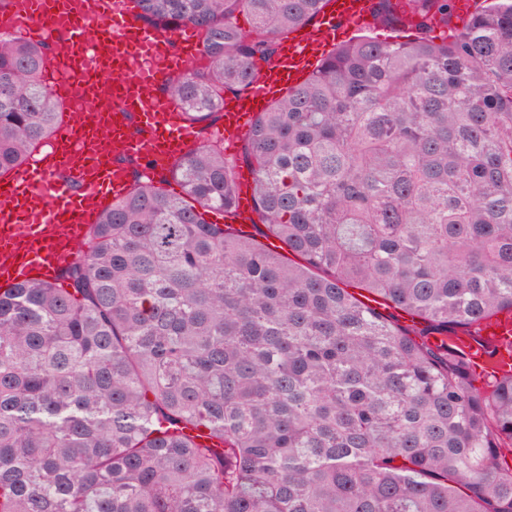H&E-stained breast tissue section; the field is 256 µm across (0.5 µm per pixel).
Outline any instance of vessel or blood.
Returning <instances> with one entry per match:
<instances>
[{"label": "vessel or blood", "mask_w": 512, "mask_h": 512, "mask_svg": "<svg viewBox=\"0 0 512 512\" xmlns=\"http://www.w3.org/2000/svg\"><path fill=\"white\" fill-rule=\"evenodd\" d=\"M332 3L315 32L282 44L246 91L226 97L220 132L225 142L235 144L249 131L270 93L296 83L316 58L323 35L338 23L358 21L369 9L365 0ZM27 8L23 30L31 41L50 45L63 38L71 47L65 65L49 62L45 83L56 97L80 96L87 105L82 121L64 124L46 153L0 186V288L33 279L56 282L77 259L105 206L128 192L131 161H144L146 176L163 175L199 141L180 108L160 90L164 78L182 72L195 55V28H149L129 0H94L64 30L56 23L64 0H27ZM104 84L112 91L108 104L97 94ZM448 341L464 352L475 375L512 374V310L482 319L472 332Z\"/></svg>", "instance_id": "1"}]
</instances>
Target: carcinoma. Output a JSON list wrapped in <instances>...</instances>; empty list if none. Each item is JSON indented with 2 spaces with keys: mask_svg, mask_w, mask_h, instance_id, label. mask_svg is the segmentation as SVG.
<instances>
[{
  "mask_svg": "<svg viewBox=\"0 0 512 512\" xmlns=\"http://www.w3.org/2000/svg\"><path fill=\"white\" fill-rule=\"evenodd\" d=\"M400 1L422 36L359 35L256 116L255 233L209 220L238 186L202 145L60 282L0 288V512H512V377L430 341L512 309V0L440 43L454 0H372L379 24ZM132 2L198 30L162 91L207 126L329 0ZM48 62L0 32V176L60 128Z\"/></svg>",
  "mask_w": 512,
  "mask_h": 512,
  "instance_id": "1",
  "label": "carcinoma"
}]
</instances>
